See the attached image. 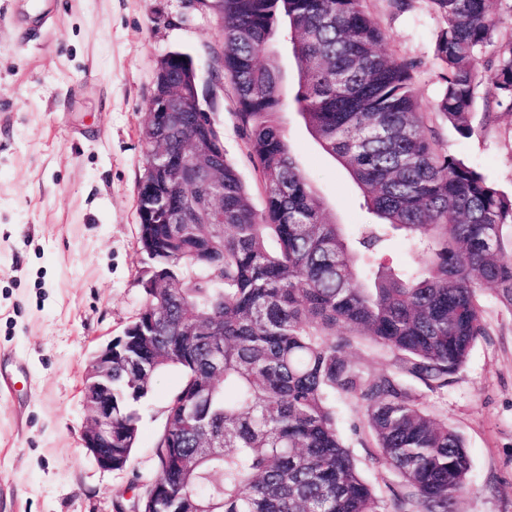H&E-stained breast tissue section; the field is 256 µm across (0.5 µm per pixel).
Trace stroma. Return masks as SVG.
Wrapping results in <instances>:
<instances>
[{"mask_svg": "<svg viewBox=\"0 0 512 512\" xmlns=\"http://www.w3.org/2000/svg\"><path fill=\"white\" fill-rule=\"evenodd\" d=\"M32 0H0V512H114L134 477L149 481L177 371L157 376L137 403L139 438L126 469L97 464L82 440L90 416L82 393L91 354L123 335L146 303L150 263L141 250L137 185L140 132L156 63L189 54L199 95L229 161L264 207L259 174L237 127L231 79H214L224 35L206 0H39L52 18L36 27ZM387 32L385 52L415 63L426 125L449 153L512 193V112L495 109L490 81L478 89L473 133L459 136L436 112L442 70L433 57L438 21L426 0L395 12L365 0ZM288 143L327 212L346 230L367 223L361 192L294 111L281 115ZM485 336L447 389L410 386L464 439L471 459L455 512H512V312L493 291L480 297ZM347 357L374 374L395 371L385 347L360 338ZM336 424L382 504L403 481L384 465L356 402L337 396Z\"/></svg>", "mask_w": 512, "mask_h": 512, "instance_id": "obj_1", "label": "stroma"}]
</instances>
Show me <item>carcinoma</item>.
<instances>
[{"mask_svg":"<svg viewBox=\"0 0 512 512\" xmlns=\"http://www.w3.org/2000/svg\"><path fill=\"white\" fill-rule=\"evenodd\" d=\"M365 0H222L224 74L235 116L260 174L257 210L224 160V223L161 224L145 217L140 243L156 264L132 335L112 346V469L136 446L137 412L155 378L176 369L168 431L155 451L158 474L140 512H453L470 459L461 436L435 419L404 377L448 387L486 334L479 297L495 290L512 309V194L427 133L411 62L381 49L386 30ZM439 22L433 57L442 68L440 116L472 134L481 73L496 104L512 110V13L490 0H427ZM294 57L292 106L321 147L347 170L373 222L348 233L293 157L281 45ZM159 94L194 74L163 59ZM179 131L142 128L144 162L163 146L187 145L205 112L183 113ZM158 189L193 199L204 189ZM395 232L419 256L399 271L378 261ZM274 238L279 249L271 251ZM349 335H336V327ZM368 337L400 361L401 373L367 375L345 357ZM354 399L379 459L407 492L388 508L363 480L336 427L332 399Z\"/></svg>","mask_w":512,"mask_h":512,"instance_id":"carcinoma-1","label":"carcinoma"}]
</instances>
